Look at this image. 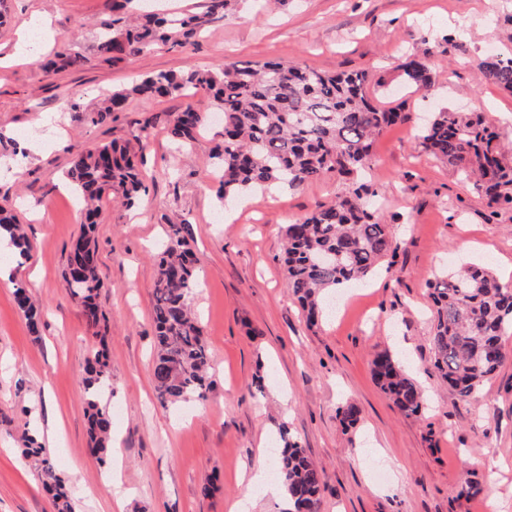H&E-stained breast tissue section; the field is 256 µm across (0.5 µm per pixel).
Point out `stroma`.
<instances>
[{
  "mask_svg": "<svg viewBox=\"0 0 512 512\" xmlns=\"http://www.w3.org/2000/svg\"><path fill=\"white\" fill-rule=\"evenodd\" d=\"M45 15L53 38L36 62L13 57L24 22ZM112 0H0V131L30 134L20 179L0 178L32 241L10 280L0 281V512H53L34 464L21 454L30 431L70 481L77 512H229L259 446L287 424L324 470L321 512H512V334L508 358L478 396L463 400L433 365L429 282L466 263L502 276L512 264V208L487 207L456 168L421 152L422 113L481 112L512 156V92L479 81L486 53L512 55V0H241L186 51L160 46L112 63L96 35ZM81 64L46 70L64 39ZM413 54L432 70L429 94L402 91L397 68ZM267 61L336 73L363 70L380 106L409 118L374 145L367 176L398 240L364 283L336 293L315 326L289 292L279 256L286 224L346 192L333 177L297 188L272 185L230 205L217 196L209 155L219 128L174 149L166 129L187 104L211 110L207 94L129 100L115 121L77 123L70 103L91 109L102 93L156 72L227 61ZM146 141L148 191L134 208L104 199L98 217L99 302L108 319L98 341L64 291L68 245L84 224L64 185L78 152L111 141ZM189 222L199 266L192 306L213 366L206 399L161 406L152 383V291L166 219ZM24 283L43 312L31 333L13 293ZM112 361L116 449L101 465L87 449L82 381L93 349ZM407 354L408 374L428 403L415 416L392 407L375 384V353ZM266 378L256 393V375ZM352 407L355 425L337 411ZM118 476L127 498L97 495ZM214 482L212 496L199 488ZM483 491L464 495L466 481Z\"/></svg>",
  "mask_w": 512,
  "mask_h": 512,
  "instance_id": "obj_1",
  "label": "stroma"
}]
</instances>
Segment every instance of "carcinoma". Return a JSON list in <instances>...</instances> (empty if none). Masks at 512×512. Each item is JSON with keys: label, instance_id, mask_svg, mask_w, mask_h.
<instances>
[{"label": "carcinoma", "instance_id": "cac0c4a2", "mask_svg": "<svg viewBox=\"0 0 512 512\" xmlns=\"http://www.w3.org/2000/svg\"><path fill=\"white\" fill-rule=\"evenodd\" d=\"M129 2L114 3L112 22L104 24L98 36L96 51L104 61L116 63L161 45L194 46L213 16L227 12L232 0H210L203 12L166 17L148 11L134 24L123 13ZM400 70L408 89H427L432 83L431 70L414 55L405 58ZM478 76L512 92V56H485L478 64ZM367 84L362 71L329 74L280 62L238 61L191 67L180 74L150 73L131 87L106 95L94 111H84L75 103L70 111L75 121L97 126L124 111L133 97L150 102L201 89L223 113L222 140L211 154L212 167L219 171L220 199L227 201L272 183L298 187L330 174L350 181L348 191L336 201L318 205L284 229L282 263L287 285L314 325L323 316L329 293L364 282L384 257L398 250L390 225L374 205L377 191L351 177L371 166L375 140L409 116L397 108L377 106L366 91ZM206 123V113L188 105L170 121L169 141L187 146ZM421 147L460 168L488 207L512 205V162L498 151L496 134L482 113H434L422 132ZM144 149L139 147L141 152ZM137 152L128 142L100 144L76 154L66 173L73 192L85 204L86 223L69 245L65 292L82 306L101 343L107 317L97 303L103 288L96 264L99 203L112 193L119 194L127 208L139 202L146 186ZM0 229L9 234L18 256L29 254L27 233L2 204ZM166 239L153 288L152 380L161 404L175 406L205 397L211 355L203 328L191 311L198 260L188 223L167 220ZM429 289L434 367L457 396L474 398L509 356L503 338L512 332V286L496 280L488 267L470 265L430 282ZM14 298L31 331L38 332L40 312L23 284H16ZM111 375L112 362L102 347L87 361L83 379L89 449L102 464L108 462L112 449V412L105 402ZM372 375L399 412L406 416L421 412L420 387L390 351L376 354ZM279 436L283 447L276 472L288 503L284 512H320L322 469L283 425ZM22 454L40 462L38 478L51 496L54 512H73L66 478L42 457L43 448L34 436H25Z\"/></svg>", "mask_w": 512, "mask_h": 512}]
</instances>
